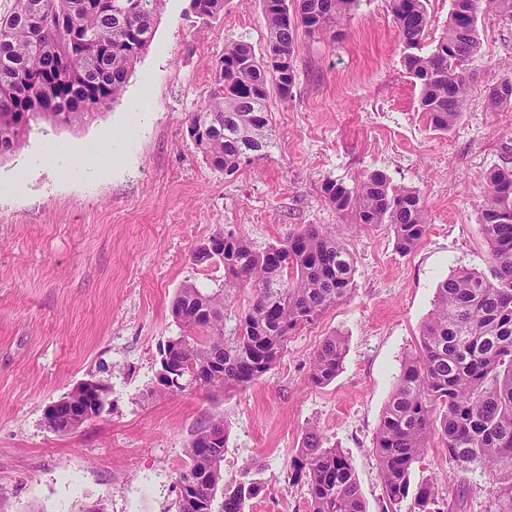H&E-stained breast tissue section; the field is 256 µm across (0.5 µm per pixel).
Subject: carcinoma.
Here are the masks:
<instances>
[{
  "instance_id": "obj_1",
  "label": "carcinoma",
  "mask_w": 512,
  "mask_h": 512,
  "mask_svg": "<svg viewBox=\"0 0 512 512\" xmlns=\"http://www.w3.org/2000/svg\"><path fill=\"white\" fill-rule=\"evenodd\" d=\"M162 0H14L0 18V157L27 143L42 121L76 126L122 94L129 74L149 47ZM359 0H263L267 41L255 53L246 41L224 50L214 86L189 119L188 134L214 170L232 176L267 157L276 130L268 107L269 85L286 100L295 66L294 27L335 28ZM404 45L403 63L419 83V108L429 125L448 131L463 114L470 66L481 43L478 14L493 12L512 22V0H451L448 22L436 45L423 50L430 19L426 0H389ZM198 19L224 9V0H190ZM491 109L512 106V72L487 89ZM325 199L358 225L389 224L396 248L412 251L426 234L428 213L419 193L394 188L373 171L355 187L325 179ZM489 248V272L460 268L437 288L420 331L418 353L405 358L375 438L386 512L413 498L410 512H441L434 484L411 483L433 438L448 463L462 471L497 477L489 512H512V168L493 169L479 219ZM215 245L197 247L193 259L224 264V286L179 289L172 315L184 333L161 350V367L178 378L160 384L162 394L203 388L227 393L248 387L281 358L289 336L347 299L355 261L334 228L309 224L262 249L247 238L218 234ZM253 289L249 307L229 312L237 290ZM346 353L343 336L323 339L310 365L315 386L330 383ZM224 418L215 415L187 448L189 462L178 479L196 502L179 498L177 512H244L251 483H224ZM293 481L307 487L310 512H366L349 457L324 448L313 428L291 461Z\"/></svg>"
}]
</instances>
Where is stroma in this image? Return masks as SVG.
I'll use <instances>...</instances> for the list:
<instances>
[{"instance_id": "stroma-1", "label": "stroma", "mask_w": 512, "mask_h": 512, "mask_svg": "<svg viewBox=\"0 0 512 512\" xmlns=\"http://www.w3.org/2000/svg\"><path fill=\"white\" fill-rule=\"evenodd\" d=\"M478 30L468 105L443 133L419 108L388 0H360L336 41L297 29L292 94L269 97L276 142L227 178L205 163L188 120L227 45L263 52V0H224L204 24L190 0H163L120 99L80 126L40 123L21 152L0 159L1 183L26 174L0 193V512H176L187 448L215 415L228 429L225 481L256 488L245 512H309L290 463L312 426L324 447L349 457L368 512H383L374 439L400 364L439 284L462 266L487 269V175L512 167V108L490 111L486 98L512 60V25L483 12ZM106 132L118 163L104 179L93 163L45 149H91ZM375 170L419 191L428 208L410 253L397 250L389 225L354 226L321 192L323 179L351 186ZM308 224L342 225L356 261L350 297L295 331L246 389L157 394L159 350L181 332L177 291L224 284L223 264L194 261V248L219 233L262 248ZM334 333L346 341L342 367L312 385L313 354ZM87 380L109 387L103 413L52 430L47 406ZM412 479L434 480L449 501L463 492L455 512H487L494 487L489 474L459 472L436 445Z\"/></svg>"}]
</instances>
